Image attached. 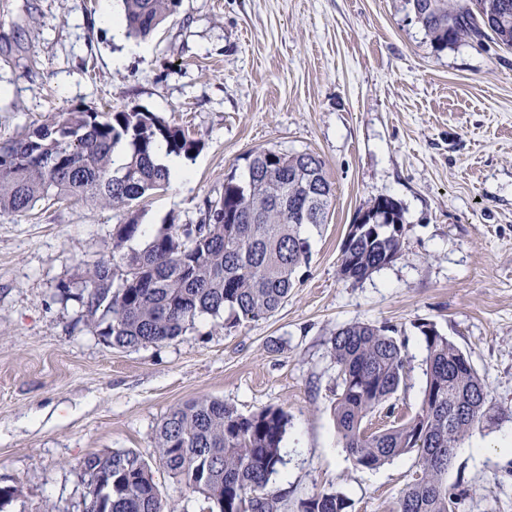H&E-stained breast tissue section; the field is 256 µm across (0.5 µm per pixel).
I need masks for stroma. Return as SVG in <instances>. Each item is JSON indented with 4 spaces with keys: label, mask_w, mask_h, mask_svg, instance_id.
<instances>
[{
    "label": "stroma",
    "mask_w": 512,
    "mask_h": 512,
    "mask_svg": "<svg viewBox=\"0 0 512 512\" xmlns=\"http://www.w3.org/2000/svg\"><path fill=\"white\" fill-rule=\"evenodd\" d=\"M107 9L122 15V0H0V140L109 102L186 126L201 146L185 180L131 210L51 200L0 214V486L21 492L5 512H82L80 460L152 455L170 409L202 396L287 413L288 456L268 484L282 512L324 491L346 494L349 512H392L415 453L356 466L333 417L329 339L355 322L390 326L407 352L373 431L420 407L419 324L469 356L489 404L448 483L463 489L456 512H512V48L436 50L408 0H182L129 57ZM260 150L317 154L335 188L287 301L258 323L206 316L171 340L108 346L79 297L118 225L141 224V246L162 225L195 223ZM379 197L403 211L404 255L340 279L348 226Z\"/></svg>",
    "instance_id": "35a3bbf8"
}]
</instances>
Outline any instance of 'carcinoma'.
<instances>
[{
  "label": "carcinoma",
  "instance_id": "carcinoma-1",
  "mask_svg": "<svg viewBox=\"0 0 512 512\" xmlns=\"http://www.w3.org/2000/svg\"><path fill=\"white\" fill-rule=\"evenodd\" d=\"M127 35L144 38L178 12L181 0H123ZM436 48L493 40L512 47V0H409ZM129 157L114 166L115 146ZM191 157L200 141L152 112L102 111L77 105L0 142V214H23L49 200L74 199L101 209L130 208L169 187L155 146ZM246 174L224 178V191L206 198L195 224H165L141 249L127 243L141 233L135 220L119 225L112 261L86 271L83 303L101 338L118 349L182 335L196 319L228 312L226 326L273 315L310 261L307 229L327 223L335 189L323 160L312 152L264 150L246 158ZM370 223L341 244L339 276L361 282L403 255L402 221L394 200L365 208ZM425 344L426 385L409 419L369 431L366 419L404 383L405 346L387 326L357 322L337 330L329 353L341 393L334 407L337 433L355 465L376 468L404 454L418 457L420 474L394 512H448L458 494L448 468L475 424L486 415L488 393L468 356L434 325H419ZM288 416L267 407L244 414L211 397L173 407L153 438L154 457L198 494L202 512H280L282 497L267 491L285 464ZM85 512H181L162 498L151 462L132 449L93 454L80 462ZM340 492L305 499L299 512H348Z\"/></svg>",
  "mask_w": 512,
  "mask_h": 512
}]
</instances>
